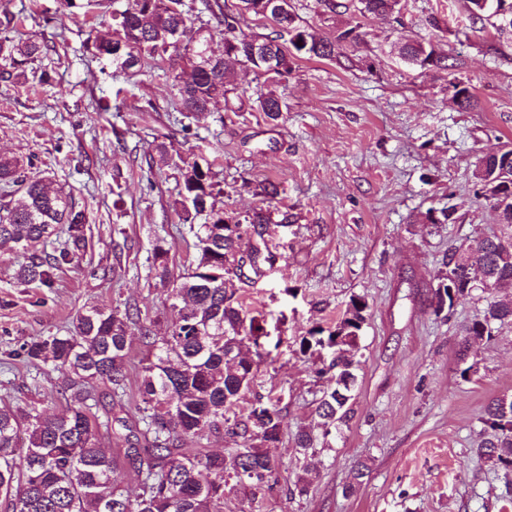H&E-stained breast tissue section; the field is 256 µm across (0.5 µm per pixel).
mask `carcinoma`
Listing matches in <instances>:
<instances>
[{"label":"carcinoma","instance_id":"obj_1","mask_svg":"<svg viewBox=\"0 0 512 512\" xmlns=\"http://www.w3.org/2000/svg\"><path fill=\"white\" fill-rule=\"evenodd\" d=\"M239 2L237 13L216 15L224 25L222 65L211 62L208 43L213 35L201 27L196 42L185 43L179 52L190 76L177 81V95L181 111L189 115L210 111L216 99L231 92L224 79L237 66H249L279 83L292 73L294 60L332 59L340 47L360 37L354 28L339 32L333 42L317 37L296 23L290 0ZM400 2L359 0L360 12L394 14L400 12ZM246 14L275 26L257 54L255 40L238 30L239 18ZM120 17L115 34L131 61L130 70L146 56L162 60L172 55L174 34L187 36L193 24L185 0H127ZM41 53V43L33 38L9 51L26 60ZM399 54L422 69H448L445 57L420 42L400 43ZM254 103L271 121L279 120L286 108L273 90L257 93ZM182 179L178 204L185 215H224L215 207L211 169L194 161L182 169ZM479 179L496 183L504 198L512 199V172L501 176L495 157L486 158ZM0 189L10 197L0 206V249L8 246L28 254L15 272L18 281L51 286L54 270L70 257L69 247L77 248L85 240L82 211L76 210L70 194L51 192L42 180L28 176L16 156L0 154ZM60 224L66 225L67 240L56 247L53 236ZM266 224L259 211L236 221L232 229L223 225L216 235L208 224L201 225L196 265L172 290L170 307L177 310V318L162 336L145 325L133 331L139 314L101 304L80 313L66 334L24 344L28 362H50L67 372L62 387L66 406L48 414L35 399L23 407L0 405V502L8 512H224V488L231 480L251 502L263 498L280 468L279 460L267 451L283 432L279 410L261 396L244 417L235 407L251 388L269 337L265 315L243 311L237 286L244 259L256 273L276 262ZM468 270L487 278L495 294L466 327L458 354L462 362L471 341L489 339L496 326L512 323V295L501 294L512 289V233L475 239L444 257L437 279L445 286V295L434 294L435 313L471 295ZM367 309V302L354 296L335 326L313 329L299 342L304 356L327 352L321 370L327 387L317 399L313 423L294 435L295 447L305 458L314 455L319 438L350 419L358 340ZM243 338L252 341L255 358L242 355ZM136 341L146 347L148 357L138 389L143 428L134 432L125 418L108 411L101 421L93 408L100 384L112 390V406H123L124 366ZM483 423L488 435L476 453L512 473V401L490 400ZM213 434L232 441L221 457L200 446ZM106 441L125 447L110 455L101 450ZM189 442L197 447H186ZM127 465L140 476L135 494L112 481L114 470Z\"/></svg>","mask_w":512,"mask_h":512}]
</instances>
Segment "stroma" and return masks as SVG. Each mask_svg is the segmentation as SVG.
<instances>
[{
    "label": "stroma",
    "mask_w": 512,
    "mask_h": 512,
    "mask_svg": "<svg viewBox=\"0 0 512 512\" xmlns=\"http://www.w3.org/2000/svg\"><path fill=\"white\" fill-rule=\"evenodd\" d=\"M344 2L332 13L318 0H290L301 26L319 36L355 27L360 38L336 58L295 60L275 88L287 105L275 123L237 97L270 88L250 68L194 119L176 110L182 59L129 75L100 58L96 45L127 0L69 14L57 0H0V153L70 193L86 224L81 249L48 288L17 281L23 254L0 250V401L22 407L37 395L47 412L60 410L63 373L19 351L66 333L90 305L139 310L163 333L174 316L171 290L197 257L200 221L185 220L177 204L181 167L204 160L217 207L236 218L264 210L278 255L263 274L242 269L245 309L262 310L281 345L238 411L247 414L258 394L276 403L283 435L269 451L281 466L260 508L229 488L224 512H502L506 478L476 450L486 404L512 396V324L472 342L462 362L463 331L487 295L473 291L440 313L431 297L449 250L502 229L475 171L487 153L512 145V29L470 23L466 0H401L391 16ZM403 35L447 55L450 71L401 60L392 47ZM27 38L43 43L42 55L13 63L7 47ZM41 72L47 84L37 83ZM457 80L474 96L470 110L453 102ZM271 182L280 194L270 202ZM444 210L452 222L430 223ZM158 246L169 270L163 282L153 270ZM354 296L369 310L353 413L305 460L294 435L311 423L325 381L321 361L299 355L298 343L333 326ZM361 462L368 470L359 479ZM305 463L316 471L312 485L289 497Z\"/></svg>",
    "instance_id": "obj_1"
}]
</instances>
